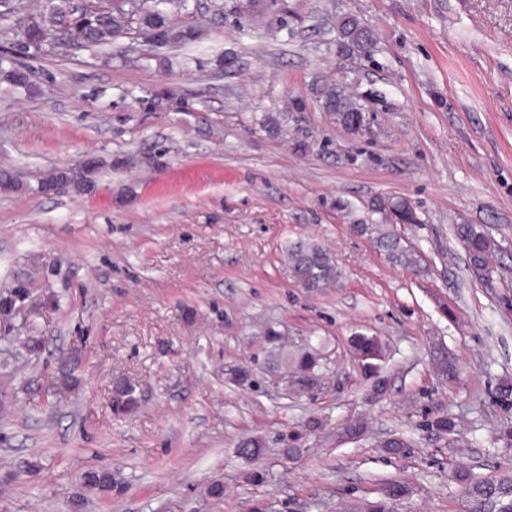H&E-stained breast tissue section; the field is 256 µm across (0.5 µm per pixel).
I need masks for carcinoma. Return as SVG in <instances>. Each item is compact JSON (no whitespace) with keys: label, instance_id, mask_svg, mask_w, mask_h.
<instances>
[{"label":"carcinoma","instance_id":"obj_1","mask_svg":"<svg viewBox=\"0 0 512 512\" xmlns=\"http://www.w3.org/2000/svg\"><path fill=\"white\" fill-rule=\"evenodd\" d=\"M183 0H123L119 6L111 0H92L89 6L78 8L77 0H46V7L37 14L25 12L24 0H12L7 4L0 0V37L11 45H20V54L35 57L58 43H74L92 50H103L121 38L134 33L146 42L160 41L166 46L180 47L199 41L204 29L185 16ZM336 54L369 58L375 48L373 31L354 15H343L336 19ZM0 79L10 89L33 94L37 86L27 71L7 66L0 59ZM322 99L324 108L331 112L336 124L349 131L361 125L360 114L364 109L354 96L338 90L336 85L323 83L315 88ZM70 187L68 171L54 169L40 182L42 192L57 186ZM410 203L401 198L377 197L368 207L369 222L361 225L363 233L376 234V246L394 264L416 270L420 267L417 255L405 241L392 230H381L380 226L392 220L397 211L409 210ZM456 238L462 243L474 272H479L489 263L492 242L483 228L476 224H457ZM289 271L301 287L319 291L336 284L340 271L331 254L318 244L291 243L286 248ZM27 295L11 290L6 296L0 295V312L13 315L19 312V305L25 303ZM291 373V388L312 394L319 391L322 383L319 355L310 348L283 360ZM139 404L134 385L123 383L116 386L112 395V411L127 414ZM366 422L356 419L343 425L341 436L360 439L366 432ZM411 447L409 440L400 436L392 437L382 444L385 452L393 456L405 454ZM265 454L264 442L259 438H246L239 444V455L248 461L260 460ZM464 486V496L470 502V512H512V476H506L496 483H488L459 474ZM115 482L108 471L90 470L84 474L82 487L88 490L110 491ZM385 499L394 503L408 495L406 485L391 481L383 489Z\"/></svg>","mask_w":512,"mask_h":512}]
</instances>
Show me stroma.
Instances as JSON below:
<instances>
[{
  "label": "stroma",
  "instance_id": "1",
  "mask_svg": "<svg viewBox=\"0 0 512 512\" xmlns=\"http://www.w3.org/2000/svg\"><path fill=\"white\" fill-rule=\"evenodd\" d=\"M285 2L301 16L286 42L245 0H224L220 20L199 0L204 40L169 51L168 69L145 66L137 39L108 59L58 48L25 61L37 95L0 96V175L17 185L0 191V292L29 294L23 315L0 316V512H72L92 468L123 488L84 512H359L388 481L410 489L394 512H464L458 473L512 475V408L497 399L512 383V0ZM341 13L374 30L373 59L336 57ZM227 51L230 68L216 62ZM327 78L364 95L372 136L324 111ZM266 112L281 133L259 125ZM56 168L85 186L38 193ZM379 196L416 208L420 223L396 230L419 270L357 232ZM458 224L491 239L489 276L470 269ZM299 240L333 256L334 287L291 277ZM271 322L284 351L319 346L316 398L287 396L269 367ZM357 333L384 348L376 400ZM75 346L76 384L57 393ZM239 366L252 384L228 380ZM123 380L141 402L117 416ZM442 413L460 444L429 429ZM313 417L322 429L284 458L282 435ZM354 418L363 439L337 443ZM394 434L406 455L383 451ZM246 437L266 443L258 484L243 478Z\"/></svg>",
  "mask_w": 512,
  "mask_h": 512
}]
</instances>
